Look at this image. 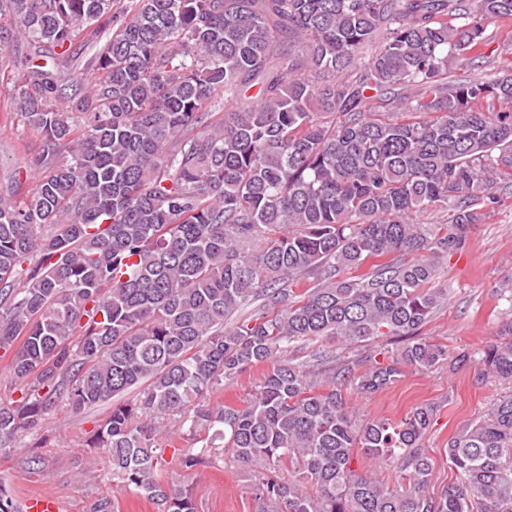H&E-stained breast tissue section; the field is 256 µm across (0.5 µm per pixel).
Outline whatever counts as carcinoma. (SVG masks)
I'll return each instance as SVG.
<instances>
[{"label":"carcinoma","mask_w":512,"mask_h":512,"mask_svg":"<svg viewBox=\"0 0 512 512\" xmlns=\"http://www.w3.org/2000/svg\"><path fill=\"white\" fill-rule=\"evenodd\" d=\"M114 2L0 0L60 49L13 80L46 148L33 195L0 197V350L20 386L0 454L61 401H110L89 446L157 512H197L160 475L170 421L207 433L180 458L190 474L224 452L293 469L254 476L258 512H512V395L448 439L440 492L425 448L440 404L398 422L349 404L445 360L477 385L512 380L511 340L450 359L421 337L448 296L440 260L512 188V73L449 67L492 63L486 30L512 0H133L129 17ZM77 32L100 72L88 88L68 74ZM381 336L397 346L380 360L285 356ZM256 365L242 405L201 404ZM293 346H296L295 351L288 355L297 358L298 361H309L313 358L315 353H319L324 350H334L336 351L337 345L336 342L329 339H319L314 341H305L296 343Z\"/></svg>","instance_id":"obj_1"}]
</instances>
